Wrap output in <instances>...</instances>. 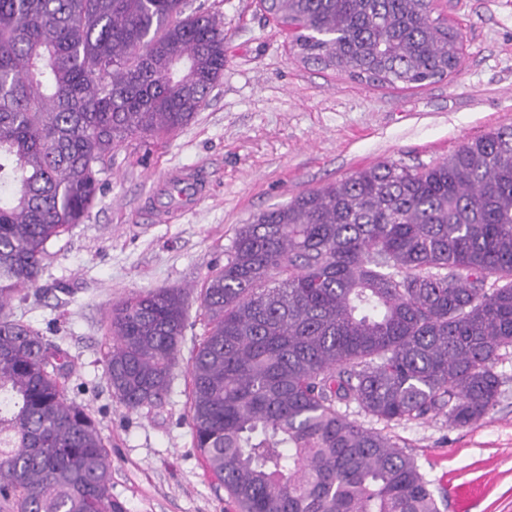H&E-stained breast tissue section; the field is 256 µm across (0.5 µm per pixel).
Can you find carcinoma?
I'll return each instance as SVG.
<instances>
[{"mask_svg":"<svg viewBox=\"0 0 512 512\" xmlns=\"http://www.w3.org/2000/svg\"><path fill=\"white\" fill-rule=\"evenodd\" d=\"M301 59L378 86L455 73L463 37L432 0H260ZM224 73V28L184 0H0V499L15 512H123L70 361L1 314L46 244L80 224L112 149L187 125ZM194 447L241 512H440L414 459L346 419L496 405L512 349V127L422 169L383 162L241 225L200 291ZM186 292L112 305L105 375L129 411L171 391Z\"/></svg>","mask_w":512,"mask_h":512,"instance_id":"carcinoma-1","label":"carcinoma"}]
</instances>
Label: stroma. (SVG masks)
<instances>
[{"instance_id": "35a3bbf8", "label": "stroma", "mask_w": 512, "mask_h": 512, "mask_svg": "<svg viewBox=\"0 0 512 512\" xmlns=\"http://www.w3.org/2000/svg\"><path fill=\"white\" fill-rule=\"evenodd\" d=\"M185 10L223 26L222 78L187 126L113 150L94 207L48 243L37 287L8 309L68 352L65 397L97 421L124 512H238L193 446L189 406L190 355L207 330L199 293L240 225L358 169L386 160L428 167L465 140L512 127V0H436L435 15L463 34L461 67L411 90L304 63L259 0H186ZM190 167L206 196L155 222L157 188ZM159 288L187 291L181 353L165 403L130 411L105 377L108 321L114 303ZM494 370L498 402L469 427L434 413L386 424L353 403L339 411L412 456L440 512H512V350Z\"/></svg>"}]
</instances>
